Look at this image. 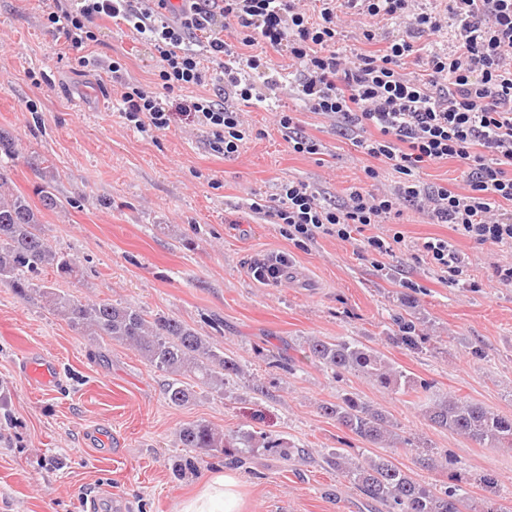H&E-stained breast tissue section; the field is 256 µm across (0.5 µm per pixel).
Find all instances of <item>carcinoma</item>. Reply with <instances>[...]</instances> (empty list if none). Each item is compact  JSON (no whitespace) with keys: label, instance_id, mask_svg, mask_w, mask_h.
Returning a JSON list of instances; mask_svg holds the SVG:
<instances>
[{"label":"carcinoma","instance_id":"obj_1","mask_svg":"<svg viewBox=\"0 0 512 512\" xmlns=\"http://www.w3.org/2000/svg\"><path fill=\"white\" fill-rule=\"evenodd\" d=\"M16 153L14 139L0 131V283L25 298L38 295L50 311L85 336H107L134 348L150 366L169 376L164 394L174 407H185L195 400V384L221 391L224 376L238 373L240 365L224 357V351L184 321L165 315L150 317L135 307L108 300L81 301L33 282L34 275L44 268L52 269L58 278L75 279L79 267L74 258L54 249L41 231V209L62 206L52 185L46 182L38 186L39 207L9 187L1 162L5 157L14 159ZM307 349L316 365L338 378L363 375L391 393L415 385L414 379L393 369L378 351L358 342L317 337L308 340ZM320 410L354 435L384 449V453L362 463L348 462L340 451L331 453L328 463L342 485L363 490L385 505L387 512H466L468 497L459 485L450 482L439 489L413 479L394 463L392 452L406 440L396 432L397 424L389 413L352 393L335 403L322 404ZM426 418L431 427L462 435L483 447H512V417L468 400L449 397L435 401L427 407ZM179 441L183 447L204 455H232L240 464L256 447L273 450L285 460L293 454V449L284 447L277 437L255 431L229 437L203 420L183 426Z\"/></svg>","mask_w":512,"mask_h":512}]
</instances>
